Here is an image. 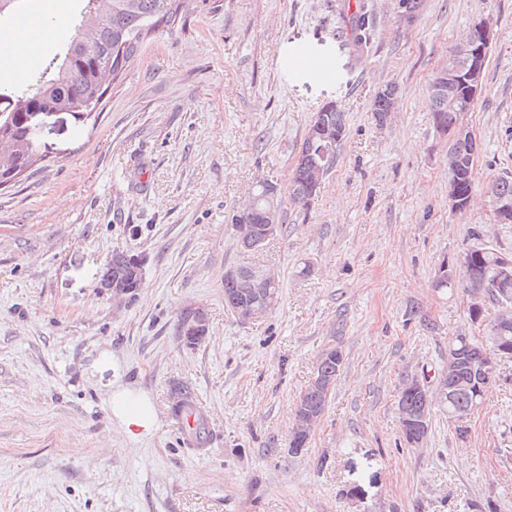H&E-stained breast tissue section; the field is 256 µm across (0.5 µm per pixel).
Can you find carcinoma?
Instances as JSON below:
<instances>
[{
	"label": "carcinoma",
	"instance_id": "1",
	"mask_svg": "<svg viewBox=\"0 0 512 512\" xmlns=\"http://www.w3.org/2000/svg\"><path fill=\"white\" fill-rule=\"evenodd\" d=\"M83 7L73 26V34L63 53L40 68L33 78L21 83L0 82V187H8L32 170L43 159L32 147V134L24 116L33 110H68L92 112L105 95L108 84L123 70L129 59L159 30H172L178 23L180 12L187 7L188 0H81ZM353 34V44L363 47L370 41V21L367 12L357 9L348 18ZM430 114L438 131L448 136L449 150L458 160L454 179L462 196L471 198L474 188L475 142L466 136L454 137L458 113L462 108L473 109L467 101L466 88H460L459 101L450 104L436 91V82L429 87ZM331 128L346 132L345 115L331 101L324 104L314 115L301 147L288 185V197L295 203L310 205L317 196L319 184L313 179L317 167L336 164L337 146L313 138V131ZM492 196L512 200V176L501 175L489 183ZM269 206L267 182L256 186L249 207L232 216V224L245 227L257 237H262L264 212ZM501 253L483 248L467 254V270L447 288H460L469 293L476 288L484 289L486 303L495 306L501 303L502 283L496 277V265ZM143 259L124 254L119 261L104 264L102 275H112L129 288L128 297H133L142 277ZM255 267L236 268L239 278L224 279V308L232 312L243 301L241 278L253 274ZM254 298L275 306L279 298V284H260ZM448 350L458 358L456 372L439 383V388H448L444 395L448 419L458 421L473 414L474 404L479 402L490 387L494 377L479 378L478 372L495 350L470 335L458 334L448 340ZM341 365L333 358L328 348L320 356L315 374L318 376L339 375ZM328 400L309 386L300 398L295 417L308 412L324 413ZM401 412L416 413L426 405L424 394L410 385L405 378L398 400Z\"/></svg>",
	"mask_w": 512,
	"mask_h": 512
}]
</instances>
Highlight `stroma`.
Listing matches in <instances>:
<instances>
[{
  "instance_id": "1",
  "label": "stroma",
  "mask_w": 512,
  "mask_h": 512,
  "mask_svg": "<svg viewBox=\"0 0 512 512\" xmlns=\"http://www.w3.org/2000/svg\"><path fill=\"white\" fill-rule=\"evenodd\" d=\"M343 2L192 0L90 116H40L43 161L0 190V512H512V361L466 436L438 404L407 446L398 410L405 374L438 391L449 336L478 332L469 295L435 288L440 268L484 245L512 254L486 193L512 174V0H421L410 22L396 0H364L359 52L337 35ZM481 20L494 40L457 212L429 86ZM300 50L326 73L295 65ZM390 82L380 125L372 101ZM330 101L346 116L335 168L310 206L283 200L261 252L240 251L230 215L260 181L287 190ZM115 250L144 260L122 304L99 286ZM251 265L280 298L243 324L224 274ZM195 308L208 331L189 345L178 325ZM332 345L344 361L328 405L291 454L292 409ZM177 385L209 407L205 449L183 442ZM119 388L150 400L151 434L121 429Z\"/></svg>"
}]
</instances>
